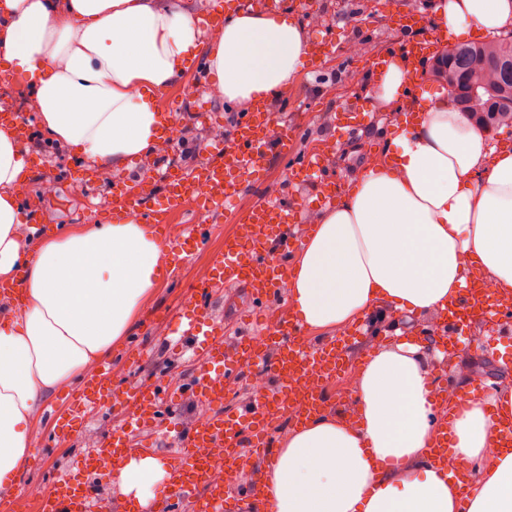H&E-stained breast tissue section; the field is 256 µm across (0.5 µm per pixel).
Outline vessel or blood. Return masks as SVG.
Segmentation results:
<instances>
[{"label": "vessel or blood", "instance_id": "vessel-or-blood-1", "mask_svg": "<svg viewBox=\"0 0 512 512\" xmlns=\"http://www.w3.org/2000/svg\"><path fill=\"white\" fill-rule=\"evenodd\" d=\"M272 124L268 116L246 113L231 134L225 157L212 160L192 175L171 177L165 183V197L152 209L142 210V196L137 185L119 182L112 189L114 218L135 220L163 229L172 205L192 198L197 183L210 187L204 197V213L223 209L238 191L255 183L265 171ZM322 157L309 155L299 166L296 180L319 185L321 202H332L334 183L321 176ZM310 234L309 228L296 225L293 208L277 201L255 205L246 215L239 234L226 237L224 246L213 257L208 277L195 289L176 331L179 338H191L197 370L182 379L178 391L197 398L209 408L208 415L180 427L172 454L158 448H139L133 433L141 425L156 420L165 387L151 383L123 390L112 385V363L100 361L74 390L71 405L51 413L53 439H68L77 434L85 419L112 409L121 410L120 424L101 432L96 444L79 461L78 473L55 476L37 501V512H112L109 497L92 479L94 473L112 469L135 458L162 457L167 489L155 508L137 505L127 512H238L240 505L262 501L260 474L276 463L267 428L279 418H289L292 425L306 423L326 409L323 395L325 381L335 375L344 362L342 350L317 348L305 340L297 319L283 320L265 331V345H257L251 336L238 341L235 359L224 354V341L214 323L200 315L199 299L211 288L236 283L250 288L256 299L274 297L287 278V268L277 248L299 246ZM210 228L204 222L188 225L181 237L173 239L168 254L170 267H178L210 246ZM497 318L512 320V294L478 285L462 288L453 311L440 316L436 332L442 342L458 346L462 320ZM261 368L271 378V385L255 390L245 407L228 409L224 398L229 377H241L246 369ZM429 460L438 466L448 464V420L440 418L439 428L426 450ZM249 469L250 477L238 499L224 494V484L215 480L223 468Z\"/></svg>", "mask_w": 512, "mask_h": 512}]
</instances>
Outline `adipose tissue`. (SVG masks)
Returning <instances> with one entry per match:
<instances>
[{"label": "adipose tissue", "instance_id": "ef3b65f1", "mask_svg": "<svg viewBox=\"0 0 512 512\" xmlns=\"http://www.w3.org/2000/svg\"><path fill=\"white\" fill-rule=\"evenodd\" d=\"M430 24L451 39L512 32V0H440ZM312 50L290 8L276 19L236 13L208 38L180 0H0V63L32 92L42 137L101 168L159 145L157 95L196 59L213 92L247 112L293 82ZM407 82L405 57L389 56L378 99L412 119L344 197L310 217L316 230L288 283L309 332H337L380 305L438 314L476 277L512 293V145L488 146L449 96L407 101ZM25 152L0 125V281L23 293L16 316L0 317V490L31 449L38 400L110 354L166 261L153 230L130 221L25 240ZM352 390L351 419L327 412L284 437L262 475L265 512H512V450L495 447L486 400L469 401L450 427L453 456L472 467L467 497L451 469L428 461L426 342L374 345ZM163 474L158 459H134L114 483L139 500Z\"/></svg>", "mask_w": 512, "mask_h": 512}]
</instances>
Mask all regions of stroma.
<instances>
[{"mask_svg": "<svg viewBox=\"0 0 512 512\" xmlns=\"http://www.w3.org/2000/svg\"><path fill=\"white\" fill-rule=\"evenodd\" d=\"M299 17L307 27L308 37L320 54L315 62L305 64L297 80L288 86V123L293 134L286 153L277 164L268 165L264 179L244 186L235 202L237 210H248L257 201L274 199L298 209V223H307L319 209L310 185L292 184L288 173L302 162L313 148L328 152L325 175L333 180L339 193H346L349 182L364 168L369 157L383 152L395 124L394 112L376 102L374 61L383 54H399L413 39L432 36L431 27L418 30L399 29L393 19L396 7L404 0H377L374 10H367L366 0H298ZM362 43V53L348 50L350 43ZM176 99L181 111L180 124L200 148L221 143L223 124L206 122L202 109L228 115L236 108L210 89L206 67L192 68L181 81L163 91L159 99ZM30 178L21 188L24 197L33 200L40 220L47 227L66 230L79 226V218L95 207V223L106 224L112 218L109 203L112 178L141 184L148 198H156L162 186L153 181L154 173L178 164L177 155L166 146H158L147 157L133 160L126 169H87L77 162L65 146H58L49 165L39 167L40 154L29 151ZM213 237L210 251L197 254L174 276H165L160 287L141 307L127 336L111 352L116 364L113 384L126 388L145 380H163L168 373L188 376L191 368L185 356L172 351L165 336L176 314L191 298V290L209 271L213 250L219 249L224 237L237 229L234 213L219 211L208 214ZM287 293L254 306L245 287L230 285L209 302V316L223 328L224 350L233 352L238 336L260 335L267 324L288 313ZM472 338V349L455 353L461 374L483 378L493 390H512V366H503L499 357L505 347H512V325L500 328L480 322L465 330ZM150 348L148 357L127 362L128 352L138 344ZM112 415L103 413L89 418L86 431L57 443L40 464L22 469L17 480L23 491L45 487L50 477L75 469L90 445L89 437L108 427Z\"/></svg>", "mask_w": 512, "mask_h": 512, "instance_id": "35a3bbf8", "label": "stroma"}]
</instances>
